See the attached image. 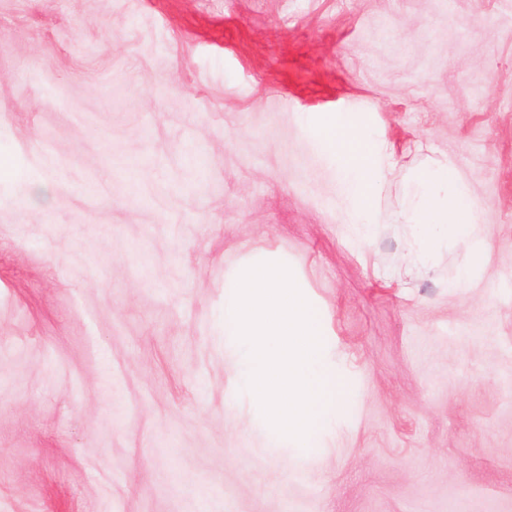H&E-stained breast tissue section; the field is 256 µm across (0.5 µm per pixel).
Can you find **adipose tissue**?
<instances>
[{
    "instance_id": "adipose-tissue-1",
    "label": "adipose tissue",
    "mask_w": 512,
    "mask_h": 512,
    "mask_svg": "<svg viewBox=\"0 0 512 512\" xmlns=\"http://www.w3.org/2000/svg\"><path fill=\"white\" fill-rule=\"evenodd\" d=\"M313 134L317 152L334 165L336 194L350 205L355 228L369 231L379 223V195L391 166L377 140L366 135L363 122L350 112L311 113L303 118ZM418 202L406 221L419 230V254L431 255L443 237L462 244L460 281L471 284L483 266L484 222L471 184L454 161L425 168L415 176Z\"/></svg>"
}]
</instances>
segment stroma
<instances>
[{
    "label": "stroma",
    "instance_id": "obj_1",
    "mask_svg": "<svg viewBox=\"0 0 512 512\" xmlns=\"http://www.w3.org/2000/svg\"><path fill=\"white\" fill-rule=\"evenodd\" d=\"M395 167L351 235L302 116ZM52 156H40L39 144ZM453 159L486 256L417 260ZM0 512H512V0H0ZM285 257L350 408L263 448L224 275Z\"/></svg>",
    "mask_w": 512,
    "mask_h": 512
}]
</instances>
